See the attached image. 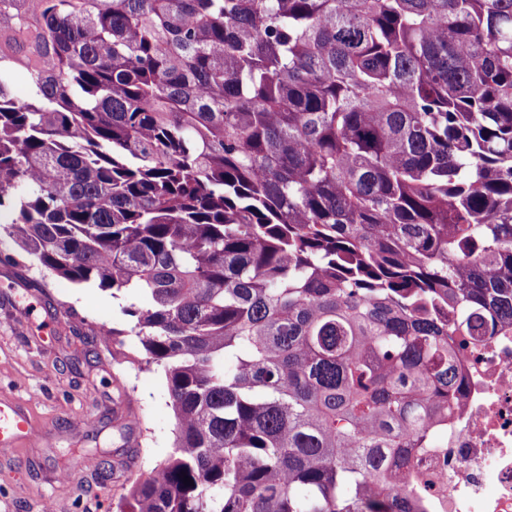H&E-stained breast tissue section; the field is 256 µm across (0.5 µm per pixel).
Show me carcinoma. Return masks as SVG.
I'll return each instance as SVG.
<instances>
[{
    "instance_id": "1",
    "label": "carcinoma",
    "mask_w": 512,
    "mask_h": 512,
    "mask_svg": "<svg viewBox=\"0 0 512 512\" xmlns=\"http://www.w3.org/2000/svg\"><path fill=\"white\" fill-rule=\"evenodd\" d=\"M4 216L144 298L118 512H428L448 337L512 328V0H0Z\"/></svg>"
}]
</instances>
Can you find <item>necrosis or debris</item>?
<instances>
[{
	"label": "necrosis or debris",
	"mask_w": 512,
	"mask_h": 512,
	"mask_svg": "<svg viewBox=\"0 0 512 512\" xmlns=\"http://www.w3.org/2000/svg\"><path fill=\"white\" fill-rule=\"evenodd\" d=\"M465 380L448 436L416 449L432 512H512V330L456 339Z\"/></svg>",
	"instance_id": "necrosis-or-debris-1"
}]
</instances>
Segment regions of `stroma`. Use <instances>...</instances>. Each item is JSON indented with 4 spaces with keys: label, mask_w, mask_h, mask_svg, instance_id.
Segmentation results:
<instances>
[{
    "label": "stroma",
    "mask_w": 512,
    "mask_h": 512,
    "mask_svg": "<svg viewBox=\"0 0 512 512\" xmlns=\"http://www.w3.org/2000/svg\"><path fill=\"white\" fill-rule=\"evenodd\" d=\"M141 301L55 277L0 235V401L43 436L0 449V512H114L128 476L172 453L163 372L125 360L141 345L124 310ZM112 327L124 332L117 350L103 336ZM88 451L110 465L107 479L84 466Z\"/></svg>",
    "instance_id": "obj_1"
}]
</instances>
